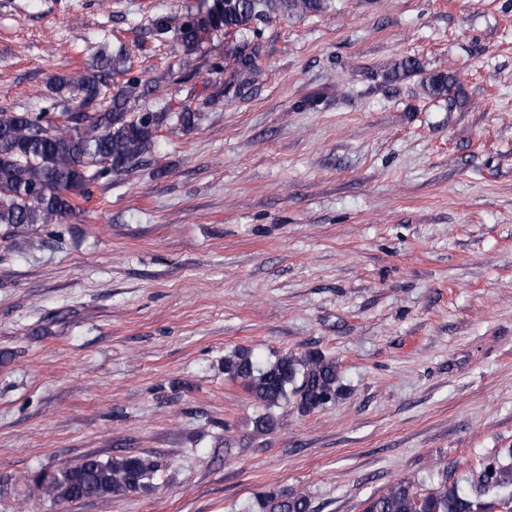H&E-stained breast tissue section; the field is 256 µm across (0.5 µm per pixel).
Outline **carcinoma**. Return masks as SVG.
<instances>
[{"label":"carcinoma","mask_w":512,"mask_h":512,"mask_svg":"<svg viewBox=\"0 0 512 512\" xmlns=\"http://www.w3.org/2000/svg\"><path fill=\"white\" fill-rule=\"evenodd\" d=\"M324 0H211L217 10L214 30L226 35L243 34L275 15L319 12ZM157 40L168 36L183 48L181 68L194 70V55L205 41L204 30L191 18L171 27L159 18L152 28ZM259 47L244 43L234 55V68L216 84L209 101L244 97L258 72ZM128 53L120 48L97 52L95 64L84 72L53 75L50 86L72 102L59 115L52 112H15L0 109V226L19 232L37 224H56L75 211L73 197L85 196L90 185L104 176L122 179L147 162L160 131L176 124L182 129L199 127L201 109L187 106L176 116L168 112H131L142 79L129 77L113 94L107 78L129 73ZM419 71L413 58L395 64L390 78ZM458 84L457 75L440 73L423 80L431 96H446ZM224 375L240 382L266 409L293 399L305 416L343 398L339 365L318 350L286 352L272 362H261L248 348L224 355ZM159 462L150 455L122 454L102 460L95 455L68 467L57 476L33 480V494L67 502H81L153 488ZM434 488L420 493L405 480L392 483L385 492L369 497L363 512H493L512 507V448L500 449L491 459L472 469L461 480L448 479L436 469ZM264 512H309L305 495L270 496L261 503Z\"/></svg>","instance_id":"cac0c4a2"}]
</instances>
